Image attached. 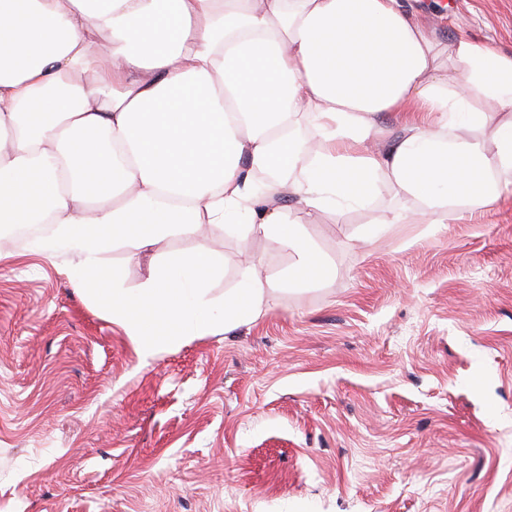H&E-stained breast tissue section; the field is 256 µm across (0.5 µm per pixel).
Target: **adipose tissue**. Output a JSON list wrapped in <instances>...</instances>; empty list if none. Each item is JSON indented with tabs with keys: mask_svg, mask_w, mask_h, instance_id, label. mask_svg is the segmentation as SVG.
Listing matches in <instances>:
<instances>
[{
	"mask_svg": "<svg viewBox=\"0 0 512 512\" xmlns=\"http://www.w3.org/2000/svg\"><path fill=\"white\" fill-rule=\"evenodd\" d=\"M385 190L412 207L382 224L512 194V53L441 42L407 0H0V223L49 225L33 252L74 256L75 288L141 357L258 320L274 290L252 270L215 298L203 247L131 289L104 252L210 224L279 240L319 279L299 212Z\"/></svg>",
	"mask_w": 512,
	"mask_h": 512,
	"instance_id": "adipose-tissue-1",
	"label": "adipose tissue"
}]
</instances>
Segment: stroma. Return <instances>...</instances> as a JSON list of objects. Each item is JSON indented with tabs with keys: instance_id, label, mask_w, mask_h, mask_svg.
Wrapping results in <instances>:
<instances>
[{
	"instance_id": "obj_1",
	"label": "stroma",
	"mask_w": 512,
	"mask_h": 512,
	"mask_svg": "<svg viewBox=\"0 0 512 512\" xmlns=\"http://www.w3.org/2000/svg\"><path fill=\"white\" fill-rule=\"evenodd\" d=\"M442 41L512 52V0H417ZM389 192L305 215L331 273L210 227L116 246L138 286L205 247L223 296L260 261L263 318L141 359L73 258L0 244V512H512V195L449 224L378 225Z\"/></svg>"
}]
</instances>
